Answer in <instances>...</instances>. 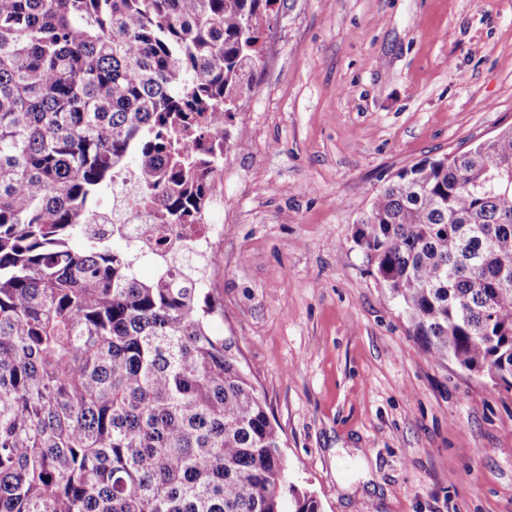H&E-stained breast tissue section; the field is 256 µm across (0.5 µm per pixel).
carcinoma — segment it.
I'll use <instances>...</instances> for the list:
<instances>
[{"label":"carcinoma","instance_id":"obj_1","mask_svg":"<svg viewBox=\"0 0 512 512\" xmlns=\"http://www.w3.org/2000/svg\"><path fill=\"white\" fill-rule=\"evenodd\" d=\"M277 0H0V512H320L196 261L99 197L137 161L155 223L202 224ZM354 242L427 358L512 389V127L400 170Z\"/></svg>","mask_w":512,"mask_h":512}]
</instances>
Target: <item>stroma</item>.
Returning <instances> with one entry per match:
<instances>
[{"label": "stroma", "instance_id": "1", "mask_svg": "<svg viewBox=\"0 0 512 512\" xmlns=\"http://www.w3.org/2000/svg\"><path fill=\"white\" fill-rule=\"evenodd\" d=\"M230 127L215 335L321 512H512V390L428 360L353 236L402 168L512 126V0H279Z\"/></svg>", "mask_w": 512, "mask_h": 512}]
</instances>
